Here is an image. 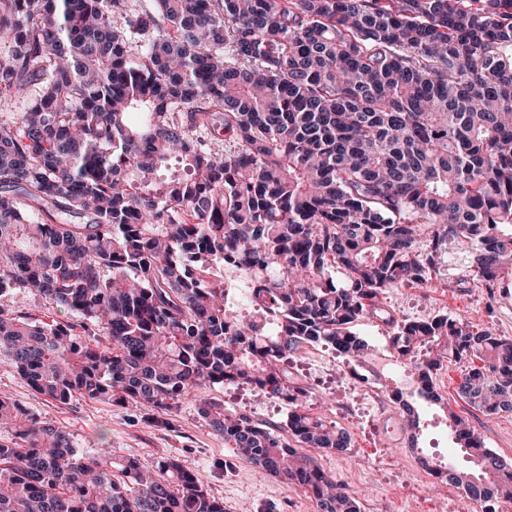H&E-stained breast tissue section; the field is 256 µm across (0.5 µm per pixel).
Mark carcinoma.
Returning a JSON list of instances; mask_svg holds the SVG:
<instances>
[{
    "label": "carcinoma",
    "instance_id": "cac0c4a2",
    "mask_svg": "<svg viewBox=\"0 0 512 512\" xmlns=\"http://www.w3.org/2000/svg\"><path fill=\"white\" fill-rule=\"evenodd\" d=\"M0 95L28 99L0 112V358L37 393L146 413L194 396L224 443L318 512L361 505L299 452L351 447L304 406L288 371L303 346L360 364L354 328L380 317L424 401L441 403L446 363L476 359L460 399L512 412V338L379 305L428 285L450 239L486 285L512 276V0H0ZM173 161L183 173L161 175ZM227 265L252 277L247 315L229 309ZM22 290L73 322L16 310ZM226 385L282 398L288 436L208 396ZM382 388L415 446L418 411ZM448 430L474 465L448 482L511 501L512 464L453 412ZM0 512L224 501L172 456L86 458L1 396Z\"/></svg>",
    "mask_w": 512,
    "mask_h": 512
}]
</instances>
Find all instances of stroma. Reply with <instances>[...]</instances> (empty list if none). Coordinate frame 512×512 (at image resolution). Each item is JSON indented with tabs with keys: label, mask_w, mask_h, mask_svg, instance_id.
Returning a JSON list of instances; mask_svg holds the SVG:
<instances>
[{
	"label": "stroma",
	"mask_w": 512,
	"mask_h": 512,
	"mask_svg": "<svg viewBox=\"0 0 512 512\" xmlns=\"http://www.w3.org/2000/svg\"><path fill=\"white\" fill-rule=\"evenodd\" d=\"M384 307L397 320H419L436 314L462 316L476 326L501 336L512 337V280L488 288L474 272L470 245L449 242L437 273L427 288H391ZM356 332L372 349L365 365L383 379L401 381L406 392L413 382L402 368L393 365L389 351L391 326L378 318L362 320ZM465 363H453L437 375L435 386L444 407L416 400L421 419L417 448H410L403 418L395 406L375 403L367 389L348 376L349 368L336 353L322 346H305L297 351L292 367L309 386L313 397H327V406H313L318 413L349 432L351 447L345 456L317 452L320 466L350 491H366L364 512H461L457 488H441L423 472L416 460L424 452L439 464L470 468V458L457 448L448 432L444 412L467 417L481 432L485 445L500 458L512 462V413L486 416L467 406L457 387ZM11 397L30 414L70 434L81 454L96 455L111 448L113 455H138L153 463L160 455L176 457L192 472L211 496L223 500L226 512H315V504L300 488L284 486L275 477L260 473L213 433L188 399L172 411L147 418L131 407L78 399L61 404L34 392L7 364L0 362V395ZM212 397L223 400L227 409L246 413L262 424L285 425L288 407L277 396L218 387Z\"/></svg>",
	"instance_id": "35a3bbf8"
}]
</instances>
